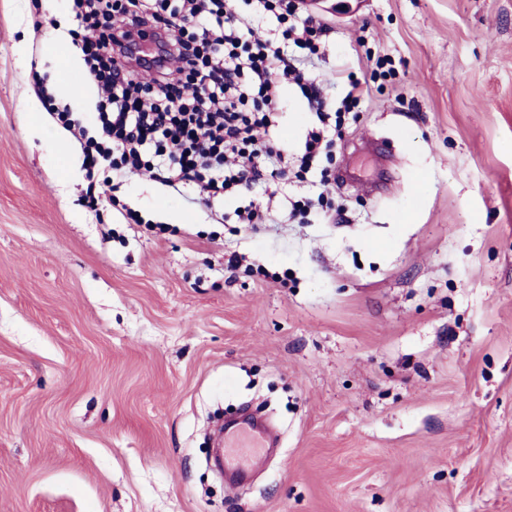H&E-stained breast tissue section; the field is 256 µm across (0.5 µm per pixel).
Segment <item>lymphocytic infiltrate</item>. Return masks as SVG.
I'll use <instances>...</instances> for the list:
<instances>
[{
    "label": "lymphocytic infiltrate",
    "mask_w": 512,
    "mask_h": 512,
    "mask_svg": "<svg viewBox=\"0 0 512 512\" xmlns=\"http://www.w3.org/2000/svg\"><path fill=\"white\" fill-rule=\"evenodd\" d=\"M256 2L276 18L280 38L251 26L226 0H75L80 50L102 95L96 134L88 136L69 110L58 111L57 120L87 142L88 190H95L94 171L102 165L123 174L144 170L163 186L191 185L216 200L318 167L364 82L348 74L343 111H329L307 70L326 26L300 18L295 0ZM103 13L112 17L104 32ZM283 39L302 56L287 55ZM286 82L300 88L318 120L292 165L273 139L255 136L274 127Z\"/></svg>",
    "instance_id": "1"
}]
</instances>
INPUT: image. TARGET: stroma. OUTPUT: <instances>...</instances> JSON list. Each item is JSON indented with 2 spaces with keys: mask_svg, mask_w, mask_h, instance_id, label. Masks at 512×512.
<instances>
[{
  "mask_svg": "<svg viewBox=\"0 0 512 512\" xmlns=\"http://www.w3.org/2000/svg\"><path fill=\"white\" fill-rule=\"evenodd\" d=\"M316 18L333 98L367 55L395 68L335 143L333 209L290 214L316 173L252 189L271 224L107 176L156 236L87 207L34 85L87 76L72 0H0V512H512V0ZM280 103L291 155L314 114ZM243 411L281 446L231 489L207 460Z\"/></svg>",
  "mask_w": 512,
  "mask_h": 512,
  "instance_id": "35a3bbf8",
  "label": "stroma"
}]
</instances>
